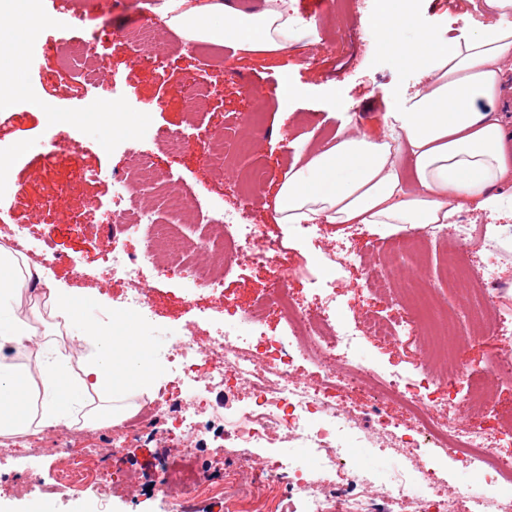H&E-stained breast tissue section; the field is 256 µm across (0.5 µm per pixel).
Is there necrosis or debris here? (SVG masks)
<instances>
[{
    "instance_id": "obj_1",
    "label": "necrosis or debris",
    "mask_w": 512,
    "mask_h": 512,
    "mask_svg": "<svg viewBox=\"0 0 512 512\" xmlns=\"http://www.w3.org/2000/svg\"><path fill=\"white\" fill-rule=\"evenodd\" d=\"M146 175L165 194L177 218L195 224L205 219L197 198L176 189L166 174L152 172L145 156L129 151L124 172L113 178L112 209L106 220L121 225L123 231L142 233L144 250L139 258L124 254L114 244L104 251L105 270L120 276L129 287L113 303V310L139 322L146 319L149 300L140 271L144 261L161 253L167 262L158 266L159 274L192 279L217 296L224 293L225 273L236 266L261 263L272 270L276 281L287 278L277 248L264 239L253 220L250 200L216 212L214 221L223 227L220 239L204 235L191 240L158 223L147 208L133 206ZM427 233L479 252L477 266L465 270L463 276L472 285L475 305H492L503 289L497 276V251L478 239L468 224H436ZM359 260L342 243L324 249L318 268L327 299L320 308L296 307L282 292L238 310L207 344L181 334L169 336L160 348L141 347L140 354L152 370L162 372L163 383L153 401L123 419L119 429L124 441L132 443L154 421L170 424L188 464L175 468L167 458H159L153 492L170 503L171 512H186L187 505L201 497H223L224 488L212 481L199 441L202 434L214 430L204 418L209 394L242 387L249 389L250 400L235 412L227 427L218 430L219 437L244 448L265 449L259 465L249 472L251 479L287 478L288 503L301 505L304 512H493L498 496H512V420L492 433L481 426L487 401L481 387L470 383L466 363L454 357L465 345L496 340L492 372L511 384L512 336L499 335L498 330L512 323V312L500 309L488 320L469 324L452 317L435 323L428 317L431 290L418 276L404 287L407 317L385 320L366 311L356 323H347L339 317L336 277ZM272 312L280 313L287 323L281 334L270 335L259 327ZM438 325L444 330L445 350L454 357L446 376L433 373L425 349L412 369L404 372H386L358 358L361 337L395 344L405 336L432 335ZM304 361L314 366V379L300 377ZM367 385L374 394L366 407L342 404L344 393ZM453 397L463 405L466 419L451 425L436 418L435 411ZM389 401L404 406L410 426L403 428L394 421L385 409ZM70 437V431L48 427L41 436L42 447L27 449L22 439L5 437L0 439V449L56 461L57 485L75 493L105 482L108 474L101 469L97 454L90 448L73 452ZM363 441L377 448L398 449L401 462L395 475L377 471L366 457L341 456V448ZM492 443L497 452H489ZM423 448L442 449L460 468L478 471L480 490L449 495L437 483L434 470L417 460L416 453ZM322 471L336 474V484L323 483L318 477Z\"/></svg>"
}]
</instances>
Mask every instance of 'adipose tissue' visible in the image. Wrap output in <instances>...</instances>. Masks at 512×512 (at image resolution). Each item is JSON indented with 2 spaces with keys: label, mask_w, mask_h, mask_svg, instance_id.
I'll return each mask as SVG.
<instances>
[{
  "label": "adipose tissue",
  "mask_w": 512,
  "mask_h": 512,
  "mask_svg": "<svg viewBox=\"0 0 512 512\" xmlns=\"http://www.w3.org/2000/svg\"><path fill=\"white\" fill-rule=\"evenodd\" d=\"M487 24L463 39L442 41L425 32L403 38L410 13L386 9L370 25L377 43L422 72L423 85L403 111L384 116L381 137L337 130L322 147L298 154L275 194L279 224H362L386 235L399 229L448 224L466 207L500 212L501 186L512 182V154L493 106L503 74L512 69V0H484ZM30 0H0V63L24 49ZM167 25L189 40L254 55L281 54L308 39L288 14V0H263L256 12L227 0H166ZM410 170H402L401 158ZM20 258L0 245V349L24 347L32 335L16 310L25 289L48 287L43 273L23 275ZM49 289L53 312L70 336L89 348L81 373L50 347L38 354L39 374L0 360V435L40 427L92 428L121 418L124 383L146 378L131 356L145 342L141 329L122 332L86 322L81 292Z\"/></svg>",
  "instance_id": "ef3b65f1"
}]
</instances>
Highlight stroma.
I'll return each instance as SVG.
<instances>
[{
    "label": "stroma",
    "mask_w": 512,
    "mask_h": 512,
    "mask_svg": "<svg viewBox=\"0 0 512 512\" xmlns=\"http://www.w3.org/2000/svg\"><path fill=\"white\" fill-rule=\"evenodd\" d=\"M289 2L293 16L311 24L312 29L308 42L297 44L288 54L256 58L228 54L223 65L211 67L172 31L156 56L131 79L127 71L133 50L124 33L136 25L161 24L158 0H147L137 9L129 8L125 0H116L110 9L102 0H72L66 10L57 0H39V12L48 19L38 45L45 53L43 69L24 71V95L16 98L10 111L0 112V153L12 156L11 179L26 187L25 194L0 197V234L32 237L37 248L60 255L49 277L57 287L87 294L88 319L106 321L113 301L126 289L122 279H106L100 260L104 247L114 241L126 253L138 256L143 251L141 237L114 231L100 220L111 207L112 177L123 171L131 148L150 157L155 169L167 174L176 187L213 208L238 205L242 177L255 168L264 170L253 215L266 238L283 249L288 293L301 303L313 307L324 299V292L312 284L318 274L314 261L324 245L344 242L361 255L362 262L345 271L336 288L342 318L356 321L366 309L396 318L394 294L374 293L366 268L392 266L405 273L415 261L424 267L432 286L439 288L447 307L465 311L466 300L448 285V247L443 242H425L416 259H399L392 252V237L382 236L370 226L323 224L314 239L297 242L286 225L275 223V191L301 143L325 144L339 127L342 112L348 113L357 127L378 132L384 115L401 111L405 99L422 84L418 69L405 65L370 38L365 22L378 19L380 8L362 11L358 0ZM482 2L467 0L461 12L457 0H416L412 17L418 28L437 37H465L485 22ZM78 43L91 44L98 67L115 75L118 106L133 117L135 128L118 132L110 145L103 143L99 125L67 128L75 164L68 170L48 166L38 148L53 130L41 116L39 104L48 102L55 112L87 111L92 90L80 86L76 67L62 63L66 47ZM188 77L208 89L192 109L180 93ZM286 84L296 87V95L280 96L279 89ZM144 101L154 102V110L137 111V104ZM250 112L260 113V122L242 126L241 115ZM161 129L182 133L184 149L173 153L157 145L155 133ZM214 132L224 134L230 144L238 136H247L253 148L243 154L227 153L223 171H215L201 153L205 135ZM504 193L501 218L495 220L477 211L464 212L463 217L478 230L504 228V235L494 242L498 275L505 285L497 304L512 309V183L505 186ZM73 257L78 260L74 266L69 263ZM141 276L151 290L150 332L167 337L190 324L197 341L215 335L221 307L209 291L176 277L157 276L148 262L143 264ZM269 286L267 268L243 266L225 277L224 294L238 307L247 308L266 295ZM362 346L371 362L388 370L410 369L417 353L415 345L408 342L393 345L366 338ZM463 358L476 382H492L485 345L466 348ZM492 384L493 406L483 420L489 428L496 424L497 411L512 408V383ZM76 443L81 448L111 447L113 456L126 459L142 484L135 495L115 481L90 486L78 498L92 504L96 512H169L168 503L150 491L157 477L156 458L174 443L164 427H157L133 445L117 434L108 439L100 432L80 428ZM258 454V449L234 445L215 457L211 473L224 484L223 512H253L261 500L267 503L266 512H288L286 487L276 484L261 490L244 479L245 461ZM31 465L21 454H0V474L8 478L7 484L0 486V495L18 504L47 500L55 512H70L78 498L55 487L52 462L41 463V485L33 490L27 487Z\"/></svg>",
    "instance_id": "1"
}]
</instances>
